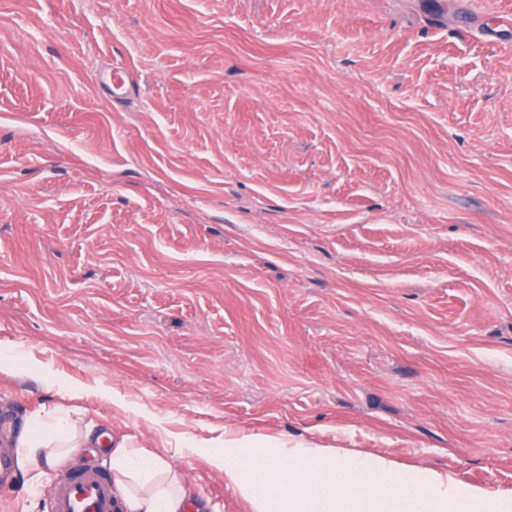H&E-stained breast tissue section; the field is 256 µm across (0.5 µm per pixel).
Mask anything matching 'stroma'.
I'll return each mask as SVG.
<instances>
[{"label": "stroma", "mask_w": 512, "mask_h": 512, "mask_svg": "<svg viewBox=\"0 0 512 512\" xmlns=\"http://www.w3.org/2000/svg\"><path fill=\"white\" fill-rule=\"evenodd\" d=\"M0 349V455L67 387L133 447L193 446L186 512H247L209 463L244 434L500 512L512 0H0ZM85 466L16 471L0 512ZM112 96L123 99L134 88L133 78L129 71L123 67H112L108 74Z\"/></svg>", "instance_id": "35a3bbf8"}]
</instances>
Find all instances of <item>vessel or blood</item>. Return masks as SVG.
<instances>
[{"label":"vessel or blood","mask_w":512,"mask_h":512,"mask_svg":"<svg viewBox=\"0 0 512 512\" xmlns=\"http://www.w3.org/2000/svg\"><path fill=\"white\" fill-rule=\"evenodd\" d=\"M108 79L114 98H124L134 88L133 78L126 68L112 67ZM118 497L110 480L88 469L56 486L51 512H117Z\"/></svg>","instance_id":"b4317fda"}]
</instances>
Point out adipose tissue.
I'll return each instance as SVG.
<instances>
[{
	"label": "adipose tissue",
	"instance_id": "1",
	"mask_svg": "<svg viewBox=\"0 0 512 512\" xmlns=\"http://www.w3.org/2000/svg\"><path fill=\"white\" fill-rule=\"evenodd\" d=\"M111 449L112 483L125 512H185L188 484L163 456L114 444L108 431L78 429L57 406L28 416L14 434L21 467H53L77 449ZM225 485L250 512H448L459 500L481 499L479 488L462 489L446 472L416 467L400 473L396 462L346 448L289 447L269 437L234 440L211 457ZM406 490H393L396 474Z\"/></svg>",
	"mask_w": 512,
	"mask_h": 512
}]
</instances>
